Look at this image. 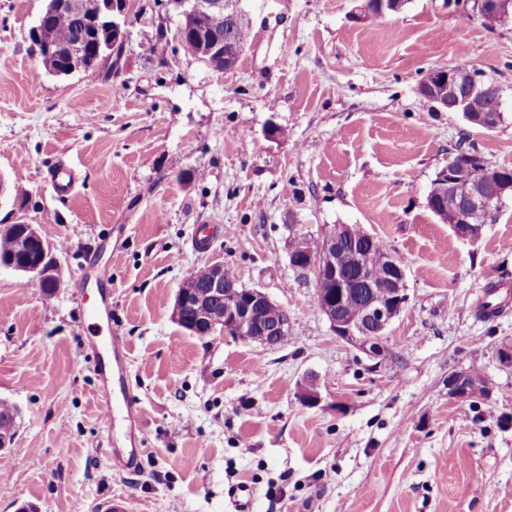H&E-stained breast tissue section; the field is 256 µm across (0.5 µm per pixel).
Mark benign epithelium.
I'll use <instances>...</instances> for the list:
<instances>
[{"mask_svg": "<svg viewBox=\"0 0 512 512\" xmlns=\"http://www.w3.org/2000/svg\"><path fill=\"white\" fill-rule=\"evenodd\" d=\"M107 10L112 12V38L97 44L96 50H104V60L123 54L127 43L128 21L120 20L126 16L125 4L118 0H106ZM183 20L177 28L178 38L196 34L199 21L211 14L237 12V0H182ZM404 6V0H363L359 8L358 19L368 15L383 17L397 13ZM472 11L477 15L503 14L512 11V0H474ZM90 50L86 44L76 43L60 54L50 44H43L36 55L50 72H74L81 68L82 59ZM238 55L236 47L227 45L224 40L211 36L202 41L201 58L210 68L222 71L230 67ZM445 81L448 85L460 86L464 95L447 102L432 96L434 83ZM420 94L439 107L450 112L462 113L469 126L476 130L491 131L503 121L501 110L491 112L474 111L468 102L475 95L491 96L502 100L500 87L491 81L479 78L473 69H461L455 66L433 68L430 79L419 85ZM477 153L461 150L448 156V164L439 170L438 178L445 187V196L441 203L427 199V207L439 220L451 226L461 238L476 241L480 238L483 224L493 206L512 192V171L485 165L488 174L480 184H474L467 178L470 161ZM22 234L18 240L17 251L25 253L32 244L45 246V241L32 224H19ZM366 237L365 231L355 230L350 224H325L317 239L322 251V261L315 267L306 265V256L314 248L311 236L297 232L289 252V263L298 275H305L315 285V303L318 310L327 318L335 335L353 344L361 352L374 359H385L389 353L388 329L400 316L409 302L406 282V269L398 256L388 250L379 256L380 263L388 271V280L378 283L371 274L370 267L360 257L355 264L346 268L337 262L336 254L340 245L351 239ZM0 267L30 273L37 276L43 287H49L50 269L45 261L33 264L25 259L0 261ZM351 295L361 297L359 309L344 317H339L337 307L340 301ZM191 306L196 311L193 323L185 324L182 312ZM265 307H278L265 292L256 288H247L240 283L229 284L224 281V262L216 261L207 267L191 273L186 283L178 289L173 307V319L191 333L207 336L216 331L235 336L243 340L257 341L262 345L269 340L288 334L289 317L284 314L274 321L255 320V311ZM466 378L471 385L478 384L479 375L461 370L454 372L448 379V395L457 401H470L475 396L469 388H458L455 378ZM299 401L309 407H315L322 396L313 384H301L298 387Z\"/></svg>", "mask_w": 512, "mask_h": 512, "instance_id": "1", "label": "benign epithelium"}]
</instances>
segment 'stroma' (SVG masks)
<instances>
[{
  "mask_svg": "<svg viewBox=\"0 0 512 512\" xmlns=\"http://www.w3.org/2000/svg\"><path fill=\"white\" fill-rule=\"evenodd\" d=\"M47 0H0V225H35L63 269L57 288L0 267V401L21 422L1 455L0 512L135 506L234 512H512V305L477 312L512 282V195L477 241L428 209L457 144L512 167V24L463 23L448 0H407L372 24L359 0H241L246 51L216 71L185 55L173 0H128L118 74L49 73L29 31ZM467 63L502 89L504 120L472 129L419 94L427 70ZM68 165L67 196L48 176ZM358 224L404 260L410 301L375 363L336 337L289 264L292 231ZM110 276L96 318L86 260ZM290 318L265 347L198 336L171 318L190 273L217 261ZM128 348L136 429L105 424L98 348ZM485 377L459 403L448 375ZM323 400L302 405L299 383ZM137 438L130 470L109 451Z\"/></svg>",
  "mask_w": 512,
  "mask_h": 512,
  "instance_id": "stroma-1",
  "label": "stroma"
}]
</instances>
